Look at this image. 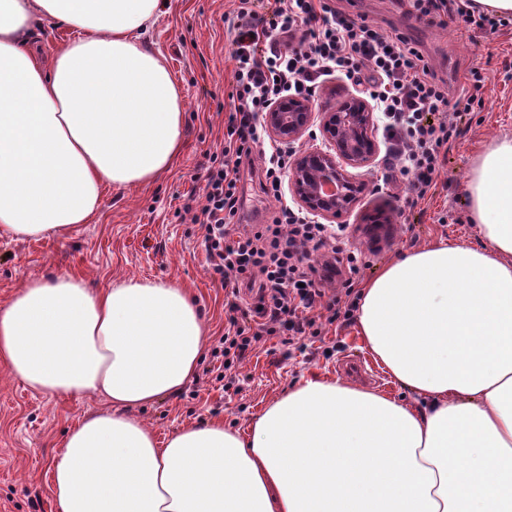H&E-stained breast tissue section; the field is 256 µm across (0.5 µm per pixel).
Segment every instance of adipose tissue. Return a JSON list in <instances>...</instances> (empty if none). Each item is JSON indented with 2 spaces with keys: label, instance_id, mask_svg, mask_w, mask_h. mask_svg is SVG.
<instances>
[{
  "label": "adipose tissue",
  "instance_id": "1",
  "mask_svg": "<svg viewBox=\"0 0 512 512\" xmlns=\"http://www.w3.org/2000/svg\"><path fill=\"white\" fill-rule=\"evenodd\" d=\"M164 0H0V236L89 223L105 187L146 183L183 148L184 99L141 41ZM75 32L51 61L43 20ZM480 245L392 259L356 323L410 400L308 380L247 429L212 419L166 441L132 408L179 393L208 342L175 281L77 274L29 282L0 307V362L48 396L105 410L65 431L58 512H512V137L465 184Z\"/></svg>",
  "mask_w": 512,
  "mask_h": 512
}]
</instances>
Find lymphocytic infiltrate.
<instances>
[{
	"label": "lymphocytic infiltrate",
	"mask_w": 512,
	"mask_h": 512,
	"mask_svg": "<svg viewBox=\"0 0 512 512\" xmlns=\"http://www.w3.org/2000/svg\"><path fill=\"white\" fill-rule=\"evenodd\" d=\"M409 12L428 23L460 18L468 31L493 33L504 19L469 11L464 0H408ZM224 23L232 36L231 108L224 142L210 157L201 192L184 205L202 230L204 261L220 282L224 334L213 349L217 381L240 387V366L256 344L294 346L323 337L327 325L349 323L357 309L361 254L347 249L342 224H322L282 205L266 224L241 221L242 166L262 157L265 194L281 197L292 153L273 143L264 116L287 96L314 100L320 85L339 76L358 87L385 119L399 148L386 165L407 184L410 205L435 186L443 149L459 135V113L482 106L487 78L481 68L464 75L462 92L449 97L417 44L398 29L355 17L335 0H274L265 25L253 0H237ZM335 284V295L324 287Z\"/></svg>",
	"instance_id": "1"
}]
</instances>
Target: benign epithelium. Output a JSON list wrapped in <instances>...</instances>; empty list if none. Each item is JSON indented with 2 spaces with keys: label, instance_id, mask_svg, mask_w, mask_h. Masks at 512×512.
Wrapping results in <instances>:
<instances>
[{
  "label": "benign epithelium",
  "instance_id": "obj_1",
  "mask_svg": "<svg viewBox=\"0 0 512 512\" xmlns=\"http://www.w3.org/2000/svg\"><path fill=\"white\" fill-rule=\"evenodd\" d=\"M316 117L330 150L299 154L289 182L307 211L328 219L350 210L362 190L348 168L367 164L375 154L374 113L359 97L318 114L308 102L285 97L266 113L265 128L279 140L291 143L303 136Z\"/></svg>",
  "mask_w": 512,
  "mask_h": 512
}]
</instances>
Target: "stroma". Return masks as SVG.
<instances>
[{"mask_svg":"<svg viewBox=\"0 0 512 512\" xmlns=\"http://www.w3.org/2000/svg\"><path fill=\"white\" fill-rule=\"evenodd\" d=\"M353 15H365L395 27L417 43L450 89H458L471 66L488 77L481 110L465 114L462 133L448 149L435 191L411 207L402 182L387 178L386 143L367 165L354 169L366 185L352 211L344 214L352 248L369 255L358 282L375 276L398 253L445 240L475 245L479 236L468 218L464 185L475 155L493 138L512 136V26L470 37L462 25L418 24L406 0H340ZM234 0H167L149 26L144 43L162 55L180 83L185 99L183 150L157 180L106 189L98 214L63 235L40 240L0 238V306L28 281L76 273L102 288L124 277L178 282L197 299L208 328L209 344L224 334V290L206 270L199 227L183 210L188 196L201 190L209 157L224 140V114L233 81L231 37L224 26ZM386 211L393 231L374 232L371 217ZM326 342L339 345L336 359H326L319 343L305 350L260 341L240 372L241 390L225 394L213 375L196 373L176 395L133 414L167 437L182 427L215 418L239 428L288 389L306 380H336L337 360L361 361L368 376L358 385L371 390L390 386L377 362L364 350L356 326L328 328ZM100 399L46 396L27 388L0 364V512H57L50 469L65 429L84 414L101 410Z\"/></svg>","mask_w":512,"mask_h":512,"instance_id":"obj_1","label":"stroma"}]
</instances>
